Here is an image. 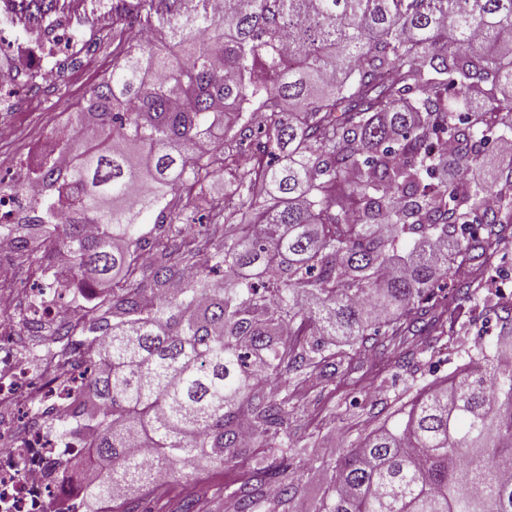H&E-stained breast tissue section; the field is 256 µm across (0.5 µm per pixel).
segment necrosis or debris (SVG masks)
<instances>
[{
	"label": "necrosis or debris",
	"mask_w": 512,
	"mask_h": 512,
	"mask_svg": "<svg viewBox=\"0 0 512 512\" xmlns=\"http://www.w3.org/2000/svg\"><path fill=\"white\" fill-rule=\"evenodd\" d=\"M112 0H58L56 9L37 23H28V37L9 64L0 66V92L28 84L31 93L54 86L53 60L60 53L82 51L84 29L101 26L113 16ZM34 159L15 160L12 172L17 190L0 193V223H15L22 210L38 207L43 192L31 170ZM19 289L0 276V512H80L88 490L71 461L82 451L79 442L62 432L70 419V400L82 383L79 369L59 373L55 360L38 365L43 380L38 392L42 416L32 422L30 399L23 385L32 368L13 346L14 328L3 311ZM26 294L35 322H68L81 328L87 321L78 301L61 304L52 289L30 288ZM27 426L23 440L15 431Z\"/></svg>",
	"instance_id": "obj_1"
}]
</instances>
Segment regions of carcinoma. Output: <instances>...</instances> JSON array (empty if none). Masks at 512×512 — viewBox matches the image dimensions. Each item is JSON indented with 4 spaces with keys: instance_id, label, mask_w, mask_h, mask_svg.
Wrapping results in <instances>:
<instances>
[{
    "instance_id": "carcinoma-1",
    "label": "carcinoma",
    "mask_w": 512,
    "mask_h": 512,
    "mask_svg": "<svg viewBox=\"0 0 512 512\" xmlns=\"http://www.w3.org/2000/svg\"><path fill=\"white\" fill-rule=\"evenodd\" d=\"M8 2L36 20L57 0ZM135 8L162 14L156 36L137 46L115 17L118 57L67 139L75 162L39 164L45 199L16 236L49 264L67 249L59 288L124 272L88 325L58 333L84 346L71 432L93 427L77 471L99 512L152 487L143 448L178 479L256 442L270 462L224 508L263 512L273 486L288 512L311 447L289 426L299 390L361 359L409 382L379 388L385 418L355 447L308 462L325 476L315 512H512V292L487 287L507 276L512 152L468 179L488 134L512 130V0ZM220 175L229 207L209 194ZM443 276L451 304L433 300ZM478 311L500 324L493 347L436 375Z\"/></svg>"
}]
</instances>
